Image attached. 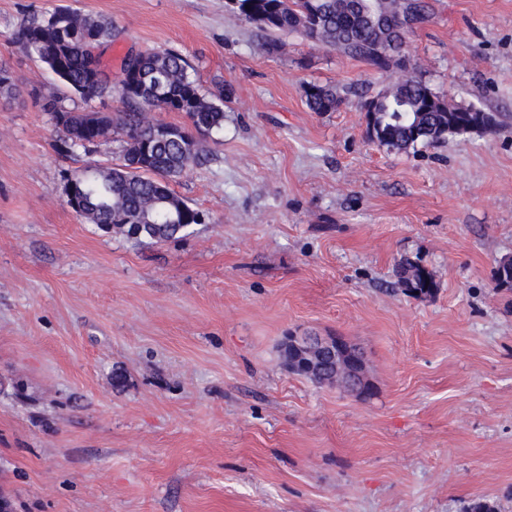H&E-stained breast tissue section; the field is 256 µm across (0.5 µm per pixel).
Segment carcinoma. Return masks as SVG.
I'll use <instances>...</instances> for the list:
<instances>
[{
    "label": "carcinoma",
    "instance_id": "obj_1",
    "mask_svg": "<svg viewBox=\"0 0 512 512\" xmlns=\"http://www.w3.org/2000/svg\"><path fill=\"white\" fill-rule=\"evenodd\" d=\"M226 7L260 33H298L376 69L387 85L364 107L374 109L372 127L380 147L405 151L449 136L492 133L500 124L494 112L448 104L406 56L412 28L404 29L401 23L407 18L415 24L423 21L425 0H226ZM118 37L112 22L63 9L32 18L9 40L50 70L69 96L86 104L81 110L56 100L48 104L60 133L61 155L89 153L117 129L126 137L122 163L89 166L71 175L84 183L83 206L77 214L109 233L160 244L201 223L200 212L176 195L170 182L200 161L193 133L223 131L224 90L203 91L191 76L187 58L177 51H141L121 65L125 111L101 112L91 101L112 95V70L98 72L92 50L105 53ZM346 100L334 87L312 84L305 89L312 112H335ZM150 108L181 112L189 126L150 119ZM397 276L403 289L416 296H427L435 288L430 272L409 261L400 265ZM281 356L292 373L324 384L322 374L298 368L301 353L293 337L283 342Z\"/></svg>",
    "mask_w": 512,
    "mask_h": 512
}]
</instances>
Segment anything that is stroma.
Wrapping results in <instances>:
<instances>
[{
    "mask_svg": "<svg viewBox=\"0 0 512 512\" xmlns=\"http://www.w3.org/2000/svg\"><path fill=\"white\" fill-rule=\"evenodd\" d=\"M408 50L499 132L398 153L372 144L369 64L297 34L272 52L224 0H0V494L12 512H512V0H427ZM59 8L111 20L108 50L171 49L224 129L172 183L202 215L136 244L86 223L65 177L54 77L9 36ZM349 90L310 111L308 85ZM425 267L417 297L396 267ZM359 348L360 398L283 366L291 333ZM125 382L114 386L113 369ZM398 283L404 291H408L416 296H427L435 288V282L432 275L425 268L412 262L402 263L397 271ZM429 280V284H426Z\"/></svg>",
    "mask_w": 512,
    "mask_h": 512,
    "instance_id": "1",
    "label": "stroma"
}]
</instances>
